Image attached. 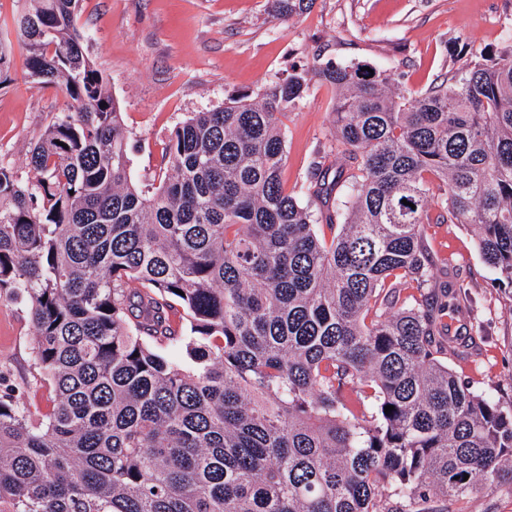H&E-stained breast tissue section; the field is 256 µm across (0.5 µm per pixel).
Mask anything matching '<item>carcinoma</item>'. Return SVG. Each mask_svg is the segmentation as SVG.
Masks as SVG:
<instances>
[{
  "mask_svg": "<svg viewBox=\"0 0 512 512\" xmlns=\"http://www.w3.org/2000/svg\"><path fill=\"white\" fill-rule=\"evenodd\" d=\"M79 2L3 21L28 82L69 103L28 151L34 177L0 160V299L26 303L50 394L42 412L0 392V512H443L485 482L512 493V406L441 362L469 346L443 336L464 287L437 295L423 244L427 224H466L512 285V48L418 94L304 68L176 127L150 192ZM314 78L336 92L311 171L336 195L329 239L281 179L282 118Z\"/></svg>",
  "mask_w": 512,
  "mask_h": 512,
  "instance_id": "cac0c4a2",
  "label": "carcinoma"
}]
</instances>
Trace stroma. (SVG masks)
Masks as SVG:
<instances>
[{
    "label": "stroma",
    "instance_id": "35a3bbf8",
    "mask_svg": "<svg viewBox=\"0 0 512 512\" xmlns=\"http://www.w3.org/2000/svg\"><path fill=\"white\" fill-rule=\"evenodd\" d=\"M77 27L120 107L134 178L147 187L159 181L171 133L192 113L328 61L366 64L409 92L426 90L452 68L453 47L477 60L512 46V0H315L288 19L269 0H83ZM26 74L24 54L14 52L0 85V158L19 167L67 109L61 92L32 87ZM335 106V91L315 79L284 119L282 182L318 217L336 211L309 189L316 152L332 142ZM426 247L435 284L466 287V311L449 319V334L476 339L446 363L475 390L512 402V285L484 263L466 225H427ZM32 345L24 304L0 299V378L24 384L23 401L44 408L49 393L34 377Z\"/></svg>",
    "mask_w": 512,
    "mask_h": 512
}]
</instances>
